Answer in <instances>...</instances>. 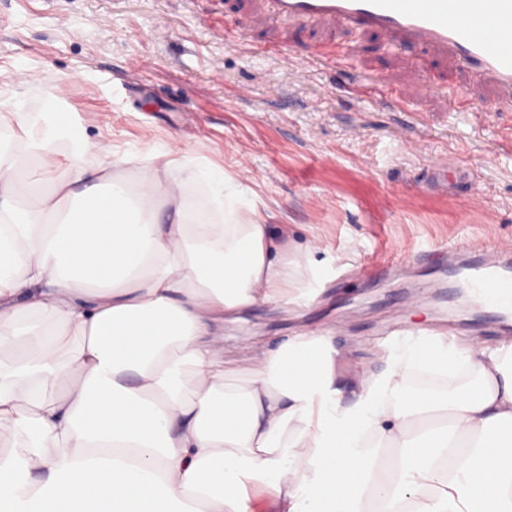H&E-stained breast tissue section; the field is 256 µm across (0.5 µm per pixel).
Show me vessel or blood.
I'll return each mask as SVG.
<instances>
[{"instance_id": "vessel-or-blood-1", "label": "vessel or blood", "mask_w": 512, "mask_h": 512, "mask_svg": "<svg viewBox=\"0 0 512 512\" xmlns=\"http://www.w3.org/2000/svg\"><path fill=\"white\" fill-rule=\"evenodd\" d=\"M275 17L295 21L333 18L357 30L375 29L398 44L461 61L512 107V50L498 41L512 30V0H266ZM487 300L503 299L512 277L489 266L465 276Z\"/></svg>"}]
</instances>
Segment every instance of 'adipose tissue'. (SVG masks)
Returning <instances> with one entry per match:
<instances>
[{"label":"adipose tissue","mask_w":512,"mask_h":512,"mask_svg":"<svg viewBox=\"0 0 512 512\" xmlns=\"http://www.w3.org/2000/svg\"><path fill=\"white\" fill-rule=\"evenodd\" d=\"M68 127L0 138V512H255L251 485L264 512H512V338L403 331L351 401L333 328L225 357L226 317L308 305L317 264L286 225L191 222L171 153L134 193L60 158Z\"/></svg>","instance_id":"ef3b65f1"}]
</instances>
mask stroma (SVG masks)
Segmentation results:
<instances>
[{
	"mask_svg": "<svg viewBox=\"0 0 512 512\" xmlns=\"http://www.w3.org/2000/svg\"><path fill=\"white\" fill-rule=\"evenodd\" d=\"M0 95L36 130L61 99L60 151L95 167L111 145L129 182L169 150L186 158L185 191L206 188L197 165L222 169L259 189L261 218L287 225L294 247L318 244L303 316L250 308L225 321L226 346L335 327L349 394L384 369L375 350L397 331L506 334L502 315L463 303L454 267L422 254L512 239V110L459 61L274 18L262 0H0Z\"/></svg>",
	"mask_w": 512,
	"mask_h": 512,
	"instance_id": "1",
	"label": "stroma"
}]
</instances>
